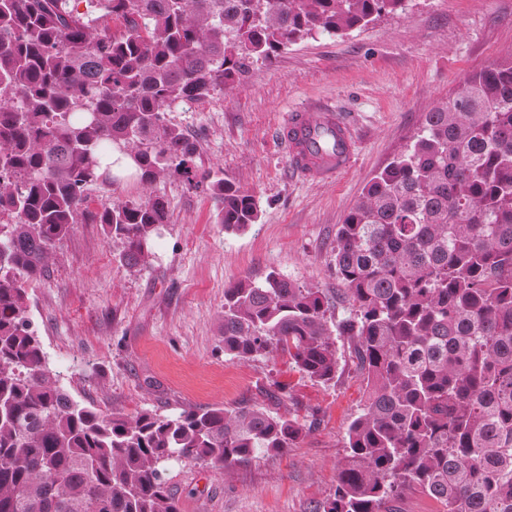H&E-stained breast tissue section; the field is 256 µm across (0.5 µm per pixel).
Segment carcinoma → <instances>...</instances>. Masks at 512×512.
I'll list each match as a JSON object with an SVG mask.
<instances>
[{"instance_id":"1","label":"carcinoma","mask_w":512,"mask_h":512,"mask_svg":"<svg viewBox=\"0 0 512 512\" xmlns=\"http://www.w3.org/2000/svg\"><path fill=\"white\" fill-rule=\"evenodd\" d=\"M406 2L0 0V512H180L166 461L224 469L294 445L304 425L258 406L171 418L79 404L46 362L24 285L88 219L125 265L148 264L162 199L86 206L92 186H112L100 159L114 151L146 185L205 187L224 230L257 223L255 195L198 172L166 112L226 89L252 58ZM334 270L349 314L333 323L320 289L273 271L224 289L232 360L280 351L329 382L338 340L354 346L365 406L314 512H398L412 488L442 512H512V59L423 114L338 225Z\"/></svg>"}]
</instances>
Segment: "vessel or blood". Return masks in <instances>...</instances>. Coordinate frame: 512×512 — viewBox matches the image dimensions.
Instances as JSON below:
<instances>
[{
	"label": "vessel or blood",
	"mask_w": 512,
	"mask_h": 512,
	"mask_svg": "<svg viewBox=\"0 0 512 512\" xmlns=\"http://www.w3.org/2000/svg\"><path fill=\"white\" fill-rule=\"evenodd\" d=\"M292 171L311 182L326 181L347 169L356 152L352 127L329 104L305 103L278 127Z\"/></svg>",
	"instance_id": "1"
}]
</instances>
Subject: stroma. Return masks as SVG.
Masks as SVG:
<instances>
[{
	"label": "stroma",
	"mask_w": 512,
	"mask_h": 512,
	"mask_svg": "<svg viewBox=\"0 0 512 512\" xmlns=\"http://www.w3.org/2000/svg\"><path fill=\"white\" fill-rule=\"evenodd\" d=\"M512 59V0H408L346 35L291 44L252 59L233 92L167 112L196 147L195 164L252 192L260 219L225 232L218 204L180 180L144 186L121 175L116 201L163 199L168 222L147 266L120 261L123 247L101 225L78 224L57 242L48 271L27 286L28 317L61 386L76 401L127 415L177 416L189 406L260 404L305 429L282 455L218 471L191 459L166 477L180 512H313L333 495L347 461L346 431L365 384L338 341L334 383L304 377L283 353L250 361L224 354V289L274 271L321 289L335 316L348 313L333 271L336 226L366 182L385 167L434 101L469 73ZM343 112L359 146L331 182L291 171L275 129L308 101Z\"/></svg>",
	"instance_id": "35a3bbf8"
}]
</instances>
